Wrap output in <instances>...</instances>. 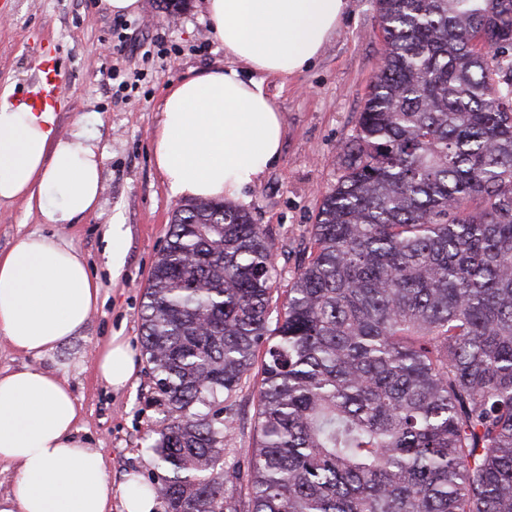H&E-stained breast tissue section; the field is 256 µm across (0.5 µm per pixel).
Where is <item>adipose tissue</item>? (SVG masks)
Returning a JSON list of instances; mask_svg holds the SVG:
<instances>
[{"label":"adipose tissue","mask_w":512,"mask_h":512,"mask_svg":"<svg viewBox=\"0 0 512 512\" xmlns=\"http://www.w3.org/2000/svg\"><path fill=\"white\" fill-rule=\"evenodd\" d=\"M347 0H203L224 67L173 82L152 134L153 160L173 195L238 201L281 158V114L265 89L308 68ZM51 106L0 90V205L24 200L45 224L94 214L105 153L95 128L55 133ZM100 284L62 233L16 238L0 252V336L31 364L0 370V465L15 479L0 512H112L106 458L81 437L67 379L42 357L81 333ZM97 378L126 387L140 361L112 336L94 354Z\"/></svg>","instance_id":"obj_1"}]
</instances>
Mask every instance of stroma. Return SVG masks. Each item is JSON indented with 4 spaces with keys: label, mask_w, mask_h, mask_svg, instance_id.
<instances>
[{
    "label": "stroma",
    "mask_w": 512,
    "mask_h": 512,
    "mask_svg": "<svg viewBox=\"0 0 512 512\" xmlns=\"http://www.w3.org/2000/svg\"><path fill=\"white\" fill-rule=\"evenodd\" d=\"M141 2L140 13L128 17L103 11L99 0H0V88L11 85L30 96L41 73H59L63 91L54 102L59 134L88 124L99 131L106 153L99 209L62 228L98 279L100 300L81 334L41 364L67 378L82 406L81 434L106 455L116 493L130 474L145 478L156 472L151 446L164 414L153 400L147 366L115 392L97 379L93 354L117 333L132 345L140 343L144 291L178 203L152 160V132L165 92L188 74L224 65V47L202 14V0H183L174 12L164 0ZM383 51L376 0H349L336 34L309 69L284 83H266L285 127L282 156L246 190L244 208L274 244L272 312H280L310 252L311 228L340 174L341 148L355 131ZM115 66L145 74L138 89L118 103L108 77ZM114 222L128 230L126 264L117 277L103 239ZM50 230L24 201L0 206L1 252L20 235ZM257 387L247 381L224 399V416L233 426L227 464L247 463Z\"/></svg>",
    "instance_id": "1"
}]
</instances>
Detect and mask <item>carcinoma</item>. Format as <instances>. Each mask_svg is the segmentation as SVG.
<instances>
[{"label": "carcinoma", "instance_id": "1", "mask_svg": "<svg viewBox=\"0 0 512 512\" xmlns=\"http://www.w3.org/2000/svg\"><path fill=\"white\" fill-rule=\"evenodd\" d=\"M377 11L384 57L276 323L264 229L222 200L173 212L141 313L165 512H512V0ZM253 375L226 469L218 396ZM258 379L252 378L242 387L229 396L221 394L219 401H223L227 410L224 418H227L233 426L232 440L225 447V460L228 465H241V469L247 466L246 448H251L254 441V422L257 409V384Z\"/></svg>", "mask_w": 512, "mask_h": 512}]
</instances>
